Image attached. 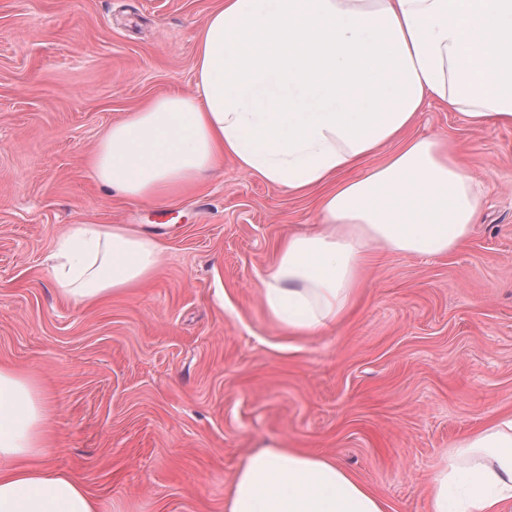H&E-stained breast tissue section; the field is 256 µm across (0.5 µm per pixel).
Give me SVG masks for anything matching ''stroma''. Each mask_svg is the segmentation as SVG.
Segmentation results:
<instances>
[{
	"mask_svg": "<svg viewBox=\"0 0 512 512\" xmlns=\"http://www.w3.org/2000/svg\"><path fill=\"white\" fill-rule=\"evenodd\" d=\"M218 0H0V364L43 380L47 463L101 512H224L258 444L325 454L386 499L428 512L425 477L455 440L512 411V127L472 129L438 102L411 133L447 135L485 189L470 241L444 257L375 251L333 333L289 337L259 277L281 238L318 221L232 159L173 204L94 178L102 133L195 85ZM73 224L160 231L153 282L92 309L46 258Z\"/></svg>",
	"mask_w": 512,
	"mask_h": 512,
	"instance_id": "1",
	"label": "stroma"
}]
</instances>
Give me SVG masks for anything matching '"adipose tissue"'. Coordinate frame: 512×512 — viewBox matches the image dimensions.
Instances as JSON below:
<instances>
[{"label": "adipose tissue", "mask_w": 512, "mask_h": 512, "mask_svg": "<svg viewBox=\"0 0 512 512\" xmlns=\"http://www.w3.org/2000/svg\"><path fill=\"white\" fill-rule=\"evenodd\" d=\"M472 128L512 127V0H223L200 29L193 94L147 101L100 139L96 180L166 202L232 158L270 185L320 187L319 222L279 241L261 276L270 320L328 334L356 306L368 249L449 256L471 238L484 190L446 137L411 136L427 101ZM377 165L363 167L364 159ZM362 174L343 179V172ZM162 239L74 224L52 256L81 307L150 282ZM55 407L35 375L0 365V512H99L84 484L45 463ZM429 512L512 504V413L449 445L426 478ZM225 512H388L336 460L268 444L237 469Z\"/></svg>", "instance_id": "obj_1"}]
</instances>
